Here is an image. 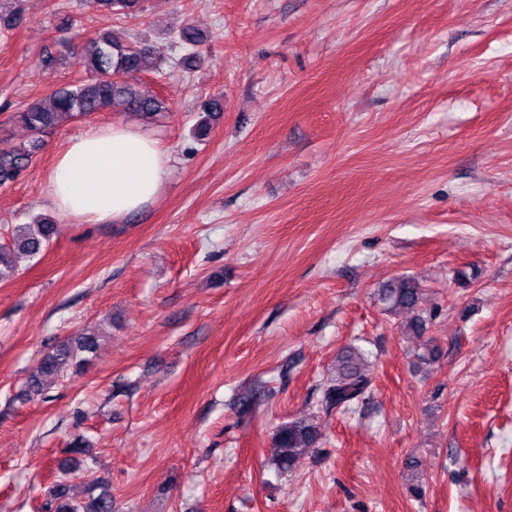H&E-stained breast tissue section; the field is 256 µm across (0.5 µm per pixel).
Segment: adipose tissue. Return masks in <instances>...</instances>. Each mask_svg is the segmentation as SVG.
<instances>
[{"label": "adipose tissue", "instance_id": "adipose-tissue-1", "mask_svg": "<svg viewBox=\"0 0 512 512\" xmlns=\"http://www.w3.org/2000/svg\"><path fill=\"white\" fill-rule=\"evenodd\" d=\"M169 176V157L153 135L126 124L96 127L57 155L50 199L62 215L106 224L155 200Z\"/></svg>", "mask_w": 512, "mask_h": 512}]
</instances>
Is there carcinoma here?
<instances>
[{
  "label": "carcinoma",
  "mask_w": 512,
  "mask_h": 512,
  "mask_svg": "<svg viewBox=\"0 0 512 512\" xmlns=\"http://www.w3.org/2000/svg\"><path fill=\"white\" fill-rule=\"evenodd\" d=\"M87 9H105L120 15L133 16L140 10V0H82ZM25 22L20 5L9 9L0 6V31L10 32ZM162 59V49L148 43L128 42L106 31L86 39L77 64L88 77L82 83L60 88L45 101L30 103L23 111L15 113L13 120L24 125L34 135L29 145L0 143V185L13 181L29 167L42 146V138L54 132L66 119H75L120 108L155 117L165 110L163 100L144 96L137 89L136 81L147 64ZM221 112L220 103L208 100L200 106V118L194 129L203 140L212 129L213 121ZM55 227L52 224H22L15 227L9 242L0 245V281L8 279L16 270L19 255L34 257L48 247ZM380 300L389 313L403 311L409 317L407 334L421 337L433 314L420 306L421 288L408 277L392 279L381 290ZM98 336L86 334L72 342L60 345L46 355L29 382L27 394L39 395L43 379L64 378L74 375L88 365L97 353ZM367 354L356 347L344 350L336 360V373L320 386L318 405L327 413H342L354 409L370 388L371 379L364 371ZM322 433L312 419L296 418L280 424L272 437L270 461L281 472H291L301 455L320 445ZM102 479L93 480L87 488L88 501H78L69 488L58 483L52 491L48 512H113L112 495L103 492L94 495Z\"/></svg>",
  "instance_id": "cac0c4a2"
}]
</instances>
